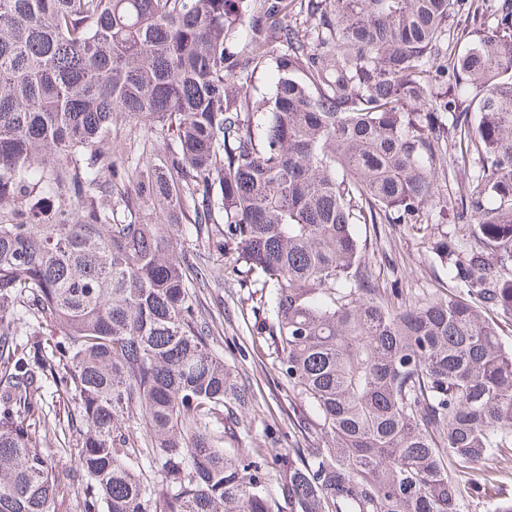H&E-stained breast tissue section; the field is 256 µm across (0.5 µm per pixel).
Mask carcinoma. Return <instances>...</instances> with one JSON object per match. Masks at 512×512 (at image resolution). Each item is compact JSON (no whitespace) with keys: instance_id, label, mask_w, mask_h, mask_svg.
Returning a JSON list of instances; mask_svg holds the SVG:
<instances>
[{"instance_id":"cac0c4a2","label":"carcinoma","mask_w":512,"mask_h":512,"mask_svg":"<svg viewBox=\"0 0 512 512\" xmlns=\"http://www.w3.org/2000/svg\"><path fill=\"white\" fill-rule=\"evenodd\" d=\"M294 2L0 0V512H50L49 393L79 416L58 452L83 512H464L448 463L485 476L512 449V9L471 41L458 0H300L306 30L281 24ZM123 116L171 133L151 175L123 169L164 223L114 219ZM448 222L471 233L434 242L448 294H381L355 225ZM226 270L321 439L275 478L199 297ZM204 245L205 243L202 237L196 241L195 237L187 238L181 235L180 232H178V236H175L174 240V246H176L177 252L186 254V257L190 259V261L193 259L194 261L198 262V255H200L201 258L209 260L210 264H219L220 261H216L217 256L215 254H208V251L207 249L205 250Z\"/></svg>"}]
</instances>
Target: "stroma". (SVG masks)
I'll list each match as a JSON object with an SVG mask.
<instances>
[{
  "mask_svg": "<svg viewBox=\"0 0 512 512\" xmlns=\"http://www.w3.org/2000/svg\"><path fill=\"white\" fill-rule=\"evenodd\" d=\"M149 137L154 139L157 151H164L165 133L129 118L119 119L112 129L116 166L131 164ZM356 231L367 242L366 261L376 287L384 291L395 288L407 296L432 297L448 288V272L432 252L438 232H447L449 240L459 247L469 243V230L464 223L448 224L441 230L433 224H360ZM200 299L207 312L223 319L222 325L215 328V348L223 353L225 362L237 367L253 392L255 409L240 424L241 430L248 433L246 445L267 463H275L288 444L302 439L288 420L302 404L279 375L265 338L252 333L254 304L247 290L237 286L234 275L227 273L212 280ZM268 423L276 424L277 441L264 436L263 427ZM47 445L56 451L54 465L60 489L54 512H83L82 487L73 479L68 457L57 452L59 440L49 437ZM493 468L492 478L484 486L449 469V477L460 486L466 512H493L497 499L512 496V454L495 459Z\"/></svg>",
  "mask_w": 512,
  "mask_h": 512,
  "instance_id": "stroma-1",
  "label": "stroma"
}]
</instances>
